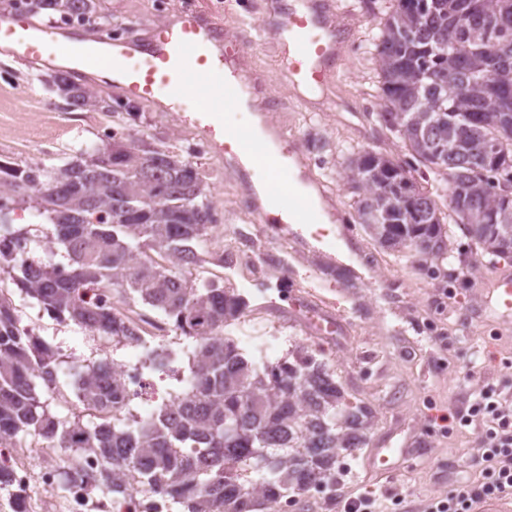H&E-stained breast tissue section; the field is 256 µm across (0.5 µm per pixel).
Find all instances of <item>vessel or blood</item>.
<instances>
[{
  "mask_svg": "<svg viewBox=\"0 0 512 512\" xmlns=\"http://www.w3.org/2000/svg\"><path fill=\"white\" fill-rule=\"evenodd\" d=\"M330 0H289L274 35L288 59L285 76L299 88L323 87L343 65L349 41L335 29ZM0 50L21 60L54 65L75 77L106 73L121 96L167 112H187L195 130L220 155L244 159L281 209L260 211L264 224H313L334 210L306 199L293 187V155L272 148L246 126L230 127L224 114L236 110L253 84L238 66L241 47L225 43L221 20L207 9H184L144 36L50 29L23 13L0 15Z\"/></svg>",
  "mask_w": 512,
  "mask_h": 512,
  "instance_id": "1",
  "label": "vessel or blood"
}]
</instances>
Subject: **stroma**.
Instances as JSON below:
<instances>
[{"label": "stroma", "mask_w": 512, "mask_h": 512, "mask_svg": "<svg viewBox=\"0 0 512 512\" xmlns=\"http://www.w3.org/2000/svg\"><path fill=\"white\" fill-rule=\"evenodd\" d=\"M191 0H101L102 10L124 33L143 35ZM222 16L235 40L243 18L269 24L268 0H199ZM355 33L341 76L313 93L291 85L275 39L252 45L251 57L266 79L277 108L268 113L284 143L303 154L304 178L336 209L335 221L287 224L274 233L257 223V189L234 163L217 156L181 112L140 103L136 130L158 145L188 155L201 173L215 207L216 226L204 262L186 268L191 280L214 279L245 298L247 310L225 327L251 360L282 358L295 344L323 349L347 399L370 406L373 420L363 447L341 453L335 484L296 499L294 512H337V497L363 487L379 499L406 497L393 512H416L428 496L482 469L473 428H443L439 418L464 407L486 384L512 393V313L490 310L487 301L512 261L493 259L453 229L448 256L432 260L382 247L354 220L355 194L348 180L352 150L369 149L404 161L400 138L376 119L379 75L369 38L377 18L367 0H338ZM31 64L0 56V159L52 166L99 144L104 128L119 117L97 110L70 111ZM236 224L252 238L266 265L263 275L246 267L220 266L224 228ZM448 289L440 298V289ZM23 326L61 355L50 412L63 421L95 422L76 397L75 380L85 366L102 361L138 362L149 349L117 343L71 321L49 317L0 272ZM335 316V329L315 327L317 314ZM402 454L387 470L377 469L378 449Z\"/></svg>", "instance_id": "stroma-1"}]
</instances>
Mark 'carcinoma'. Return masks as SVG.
I'll list each match as a JSON object with an SVG mask.
<instances>
[{
    "label": "carcinoma",
    "instance_id": "obj_1",
    "mask_svg": "<svg viewBox=\"0 0 512 512\" xmlns=\"http://www.w3.org/2000/svg\"><path fill=\"white\" fill-rule=\"evenodd\" d=\"M371 43L379 66L377 120L412 161L377 151L349 158L358 223L397 251L441 257L450 226L485 254L512 257V0H381ZM44 12L69 27L105 22L100 0H0V14ZM47 83L73 109L112 100L63 71ZM419 178H414L412 172ZM447 196L446 207L436 197ZM21 205L55 228L63 260L34 265L0 249V272L49 316L99 335H130L136 306L162 313L196 346L180 395L156 418L129 414L115 363L79 372L77 398L99 421L51 416L60 353L21 325L0 291V472L21 434L57 441L61 488L150 492L184 512H251L336 479L340 451L366 441L372 411L346 399L324 352L297 345L274 362H248L224 327L245 300L211 279L187 280L214 224L199 171L143 138L112 136L46 168L0 161V237ZM110 291L116 305L89 293ZM99 462L81 471L84 454ZM262 477L255 479L253 473Z\"/></svg>",
    "mask_w": 512,
    "mask_h": 512
}]
</instances>
